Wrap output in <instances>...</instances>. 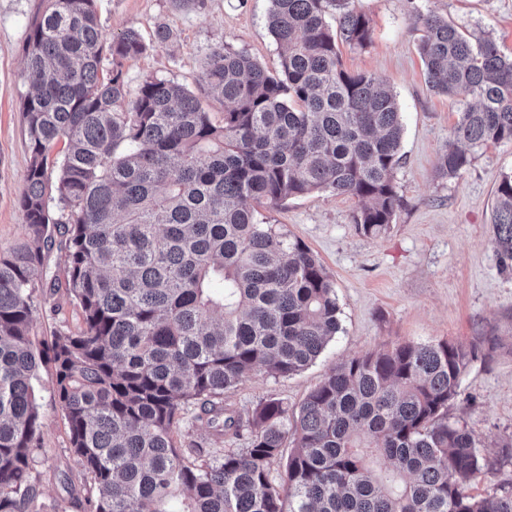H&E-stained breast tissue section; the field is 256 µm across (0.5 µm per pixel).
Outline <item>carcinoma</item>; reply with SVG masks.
<instances>
[{
    "label": "carcinoma",
    "instance_id": "cac0c4a2",
    "mask_svg": "<svg viewBox=\"0 0 512 512\" xmlns=\"http://www.w3.org/2000/svg\"><path fill=\"white\" fill-rule=\"evenodd\" d=\"M270 2L280 73L219 40L196 92L147 77L131 93L124 62L147 44L133 27L105 40L96 0H44L30 20L25 240L0 253V512H37L35 382L48 366L92 512H512V490L468 492L487 464L476 435L448 418L474 344L354 356L296 410L273 398L244 420L224 408V391L258 372L303 370L340 331L320 260L248 202L355 197L366 235L402 202L396 94L339 55L371 41L369 20L350 0ZM415 24L429 87L476 101L439 159L438 174L453 178L476 150L512 143V56L431 11ZM210 100L224 106L219 123ZM491 224L512 261V175L497 186ZM56 243L66 278L49 287L65 289L82 326L48 341L32 332V278ZM189 405L214 442L245 431L248 446L210 459L177 445Z\"/></svg>",
    "mask_w": 512,
    "mask_h": 512
}]
</instances>
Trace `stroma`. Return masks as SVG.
<instances>
[{
  "label": "stroma",
  "mask_w": 512,
  "mask_h": 512,
  "mask_svg": "<svg viewBox=\"0 0 512 512\" xmlns=\"http://www.w3.org/2000/svg\"><path fill=\"white\" fill-rule=\"evenodd\" d=\"M42 5L0 0L2 251L25 238L18 205L29 162L21 72L27 26ZM270 6V0H199L189 9L175 0H97L104 39L132 26L150 40L161 23L174 35L163 46L150 41L143 54L125 62L124 78L133 91L149 76L197 90L205 56L219 40L278 73V48L267 25ZM352 6L369 18L372 39L362 48L341 46L342 64L388 83L397 95L404 131L395 181L402 205L376 236L357 230L352 217L360 202L354 197L313 192L259 206L260 220L304 243L332 277L341 330L307 369L279 378L254 375L226 391L224 401L245 414L273 398L295 409L353 356L406 342L476 344L477 356L448 405V417L479 437L487 469L472 491L489 495L512 487V267H504L493 246L491 224L494 191L503 175L512 174V144L480 149L460 177L438 175L463 100L429 88L413 19L431 11L465 32H489L510 55L512 0H353ZM53 276H66L64 254L56 248L46 270L34 275L33 331L45 339L60 329L77 330L81 322L64 291L50 288ZM35 393L43 415L34 470L42 496L36 508L88 512L91 481L69 451V425L50 368L41 370Z\"/></svg>",
  "instance_id": "1"
}]
</instances>
